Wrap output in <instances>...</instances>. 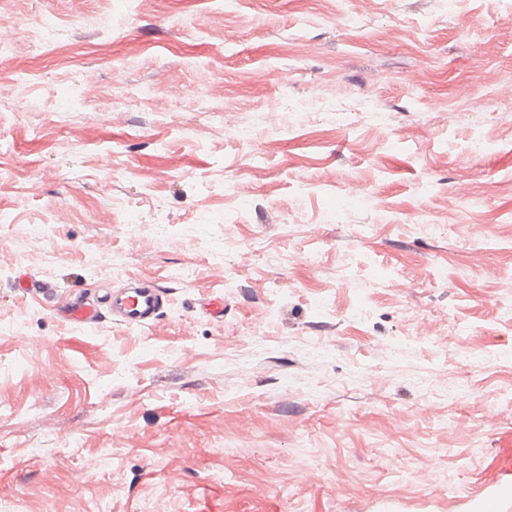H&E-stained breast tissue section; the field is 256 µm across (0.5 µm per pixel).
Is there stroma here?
Segmentation results:
<instances>
[{
    "label": "stroma",
    "instance_id": "1",
    "mask_svg": "<svg viewBox=\"0 0 512 512\" xmlns=\"http://www.w3.org/2000/svg\"><path fill=\"white\" fill-rule=\"evenodd\" d=\"M2 24L0 512H479L512 436V0ZM129 278L167 293L148 327L60 316Z\"/></svg>",
    "mask_w": 512,
    "mask_h": 512
}]
</instances>
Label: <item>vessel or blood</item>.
Wrapping results in <instances>:
<instances>
[{
	"instance_id": "b4317fda",
	"label": "vessel or blood",
	"mask_w": 512,
	"mask_h": 512,
	"mask_svg": "<svg viewBox=\"0 0 512 512\" xmlns=\"http://www.w3.org/2000/svg\"><path fill=\"white\" fill-rule=\"evenodd\" d=\"M165 297L158 286L136 280L129 287L114 289L103 300L86 297L67 303L61 315L80 327L95 325L105 316L128 327H145L159 313ZM481 512H512V455L501 476L482 495Z\"/></svg>"
}]
</instances>
